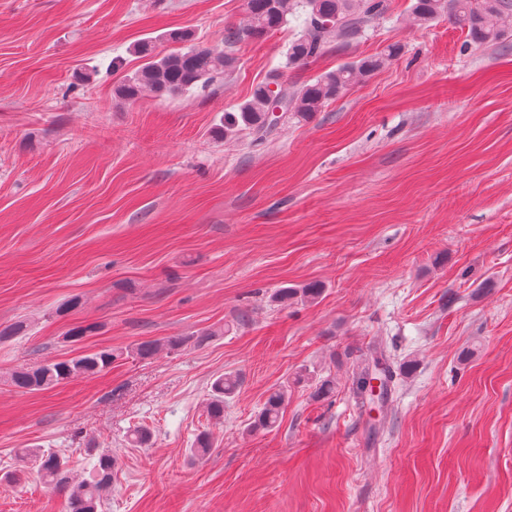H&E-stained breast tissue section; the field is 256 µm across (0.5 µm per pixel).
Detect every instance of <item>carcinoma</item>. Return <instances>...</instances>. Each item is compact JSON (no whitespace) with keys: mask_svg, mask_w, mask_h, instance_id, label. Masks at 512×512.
Wrapping results in <instances>:
<instances>
[{"mask_svg":"<svg viewBox=\"0 0 512 512\" xmlns=\"http://www.w3.org/2000/svg\"><path fill=\"white\" fill-rule=\"evenodd\" d=\"M389 10V0H247V19L243 25L224 30V44L232 48L246 39L260 38L286 27L290 20L299 22L300 33L288 43L286 67L307 65L325 53L334 40L348 42L360 37L373 20ZM460 29L467 31L469 43H497L507 26H512V0H413L411 18L417 26L428 25L442 15ZM164 39L175 45L165 54L156 51L155 42L144 39L134 46V53L143 59L141 67L126 76L115 88L121 100L133 102L143 93L177 97L204 89L234 67L235 58L224 51L186 45L191 40L187 30H172ZM403 54L400 43L387 46L384 53L346 63L325 72L313 81L288 84L284 74L275 71L256 85L249 99L232 112L224 113V136L248 132L252 143L260 146L276 130L279 118H305L321 110L360 79L380 70ZM219 330H205L192 336L169 337L162 342H144L131 354L148 359L159 351H175L188 343L197 347L207 344ZM122 353L102 349L65 360H48L40 365L20 366L9 377L12 387L22 393L41 391L79 377L100 374L112 368ZM395 371L383 357L374 359L373 368L362 371L355 379L360 397L368 395V380L380 379L381 392L386 394L394 383ZM239 386L235 375H220L211 383L212 398L208 413L219 419L224 416V397ZM285 390L272 392L256 427L274 428L280 416ZM38 471L50 486L68 491L69 512H97L101 495L112 482V457L103 453L93 468L92 478L67 485L63 473L64 458L56 451L41 450L35 454Z\"/></svg>","mask_w":512,"mask_h":512,"instance_id":"1","label":"carcinoma"}]
</instances>
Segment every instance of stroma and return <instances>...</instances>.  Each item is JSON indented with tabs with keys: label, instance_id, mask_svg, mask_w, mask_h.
Instances as JSON below:
<instances>
[{
	"label": "stroma",
	"instance_id": "stroma-1",
	"mask_svg": "<svg viewBox=\"0 0 512 512\" xmlns=\"http://www.w3.org/2000/svg\"><path fill=\"white\" fill-rule=\"evenodd\" d=\"M410 6L304 67H284L291 25L238 43L205 92L128 104L112 91L135 43L183 28L223 49L246 0H0V328L25 324L0 342V512H67L21 459L34 446L74 484L115 459L98 512H512V32L470 46ZM396 41L264 145L225 137L272 70L301 83ZM379 343L398 382L372 402L354 377ZM100 348L127 355L48 390L7 381ZM223 374L240 385L215 420ZM283 385L278 426L253 430ZM218 330H205L198 332L192 336H174L169 337L166 340L161 342H144L138 344L133 348L131 354L140 358V359H148L155 356L162 349H167L169 351H175L182 348L184 345L189 342H193V345L197 347H201L206 345L214 336H218ZM239 386L236 375H220L211 383L212 398L208 404V413L215 419L224 416V397L234 393Z\"/></svg>",
	"mask_w": 512,
	"mask_h": 512
}]
</instances>
